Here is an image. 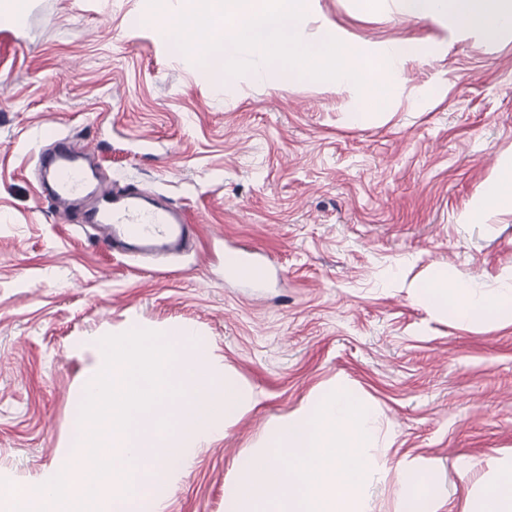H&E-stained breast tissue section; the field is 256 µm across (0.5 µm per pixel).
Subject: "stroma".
I'll list each match as a JSON object with an SVG mask.
<instances>
[{
  "label": "stroma",
  "instance_id": "obj_1",
  "mask_svg": "<svg viewBox=\"0 0 512 512\" xmlns=\"http://www.w3.org/2000/svg\"><path fill=\"white\" fill-rule=\"evenodd\" d=\"M329 29L370 59L422 45L358 126V88L276 62L261 83L198 80L139 0H38L0 39V508L66 466L90 344L135 327H191L214 374L260 397L171 475L163 512H224L238 460L339 377L379 408L387 459L436 466L440 512L496 478L488 459H512V325L430 313L406 286L442 274L492 297L512 273V213L473 217L512 163V33L490 45L400 0H316L303 37ZM59 136L185 210L198 247L111 251L55 210L38 156ZM232 253L263 261L266 285L229 279Z\"/></svg>",
  "mask_w": 512,
  "mask_h": 512
}]
</instances>
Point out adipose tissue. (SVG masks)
Wrapping results in <instances>:
<instances>
[{"label":"adipose tissue","instance_id":"ef3b65f1","mask_svg":"<svg viewBox=\"0 0 512 512\" xmlns=\"http://www.w3.org/2000/svg\"><path fill=\"white\" fill-rule=\"evenodd\" d=\"M405 15L445 18L449 28L476 33L488 43L499 42L512 30V0H401ZM410 289L429 312H452L455 319L482 324H512V277L503 281L497 296L489 298L474 288L449 285L447 278L427 276L411 282ZM504 477L485 486L480 496L466 497L460 512H512V464Z\"/></svg>","mask_w":512,"mask_h":512}]
</instances>
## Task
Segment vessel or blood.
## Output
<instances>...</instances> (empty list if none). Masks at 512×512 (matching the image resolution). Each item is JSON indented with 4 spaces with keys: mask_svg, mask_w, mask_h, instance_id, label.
I'll return each instance as SVG.
<instances>
[{
    "mask_svg": "<svg viewBox=\"0 0 512 512\" xmlns=\"http://www.w3.org/2000/svg\"><path fill=\"white\" fill-rule=\"evenodd\" d=\"M91 157L90 144L81 139L61 140L40 153L43 192L56 209H69L81 197L92 195L97 205L83 221L110 227L112 237L106 245L111 249L128 237L137 238L146 249L176 248L196 238L197 227L184 210L148 205V198L154 195L149 184L119 189L105 180L90 182L83 173V164Z\"/></svg>",
    "mask_w": 512,
    "mask_h": 512,
    "instance_id": "obj_1",
    "label": "vessel or blood"
}]
</instances>
